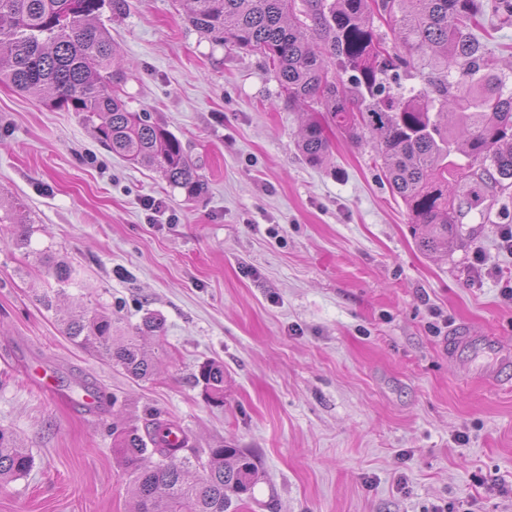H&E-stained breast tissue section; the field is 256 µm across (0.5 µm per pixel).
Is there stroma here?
Listing matches in <instances>:
<instances>
[{
    "mask_svg": "<svg viewBox=\"0 0 512 512\" xmlns=\"http://www.w3.org/2000/svg\"><path fill=\"white\" fill-rule=\"evenodd\" d=\"M128 4L101 16L120 93L181 141L207 189L186 197L109 151L83 113L0 84V204L33 227L20 248L0 223V427L35 459L0 485V512H133L111 414L71 399L81 380L118 397L126 426L159 415L189 447L255 454L239 512H512V386L464 381L444 349L461 323L512 344V191L424 253L370 142L335 135L309 165L296 148L308 114L261 57L195 30L182 0ZM46 249L77 272L54 311L40 302L55 287ZM82 307L124 336L161 318L143 342L150 380L64 335L60 313ZM212 359L220 406L195 382Z\"/></svg>",
    "mask_w": 512,
    "mask_h": 512,
    "instance_id": "stroma-1",
    "label": "stroma"
}]
</instances>
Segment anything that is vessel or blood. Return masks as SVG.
Instances as JSON below:
<instances>
[{"label": "vessel or blood", "instance_id": "b4317fda", "mask_svg": "<svg viewBox=\"0 0 512 512\" xmlns=\"http://www.w3.org/2000/svg\"><path fill=\"white\" fill-rule=\"evenodd\" d=\"M448 357L472 381L499 385L512 380V345L499 337L458 327L448 336Z\"/></svg>", "mask_w": 512, "mask_h": 512}]
</instances>
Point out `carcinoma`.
<instances>
[{"instance_id": "carcinoma-1", "label": "carcinoma", "mask_w": 512, "mask_h": 512, "mask_svg": "<svg viewBox=\"0 0 512 512\" xmlns=\"http://www.w3.org/2000/svg\"><path fill=\"white\" fill-rule=\"evenodd\" d=\"M190 23L216 42L261 56L288 103L316 104L297 149L322 164L337 130L367 138L382 161L391 190L404 202L420 249L448 245L485 195L512 188V90L489 57L480 0H184ZM383 7L399 18L393 41L374 27ZM127 0H0V83L49 106L100 119L95 132L112 152L156 168L189 197L205 182L181 141L131 112L113 83L121 81L110 31L99 24L108 9L119 16ZM423 73L424 86L399 91L400 78ZM468 159L465 166L451 156ZM15 225L16 245H29L32 226L18 207L0 216ZM39 261L57 292L73 270L47 252ZM73 342L104 352L134 381L155 364L140 340L162 330L149 314L117 344L112 317L81 310L60 318ZM196 382L214 404L224 403V363L200 366ZM173 424L160 420L142 435L112 423V448L134 476L135 512H237L259 480L253 457L238 448H210L207 460L181 454L187 439L166 444ZM34 457L0 429V484L29 474Z\"/></svg>"}]
</instances>
